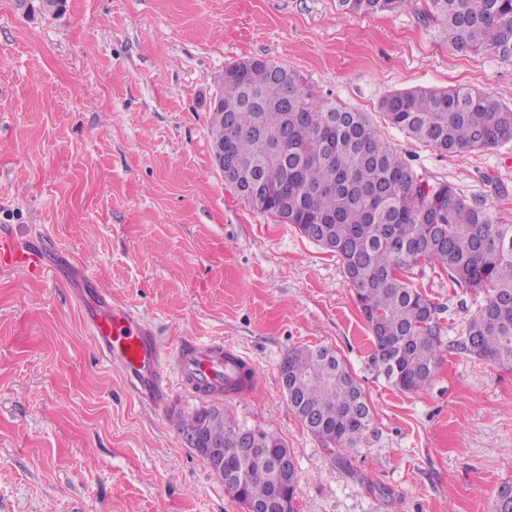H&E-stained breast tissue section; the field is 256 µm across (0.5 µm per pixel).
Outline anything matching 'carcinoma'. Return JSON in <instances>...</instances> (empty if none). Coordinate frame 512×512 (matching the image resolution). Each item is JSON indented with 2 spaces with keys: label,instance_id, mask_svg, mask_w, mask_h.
<instances>
[{
  "label": "carcinoma",
  "instance_id": "obj_1",
  "mask_svg": "<svg viewBox=\"0 0 512 512\" xmlns=\"http://www.w3.org/2000/svg\"><path fill=\"white\" fill-rule=\"evenodd\" d=\"M457 51L512 59V0H425ZM412 0H337L353 15L396 13ZM220 103L209 109L212 142L224 143V176L252 209L292 224L340 259L373 338L368 367L395 389L416 392L440 359L437 306L410 285L435 263L453 286L482 297L465 328L471 355L512 370V220L471 202L446 183L424 181L383 137L370 116L315 100L299 76L276 63L248 59L214 78ZM383 120L444 153L482 150L512 140V108L471 86L416 87L386 95ZM288 405L338 465L341 450L375 432L371 406L346 360L328 347L298 348L283 358ZM238 447L239 475L228 489L239 502L281 500L295 512L297 476L280 487L262 452L288 449L278 434L246 428L216 408L182 421ZM491 512H512V484L493 495Z\"/></svg>",
  "mask_w": 512,
  "mask_h": 512
}]
</instances>
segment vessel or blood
<instances>
[{
    "instance_id": "1",
    "label": "vessel or blood",
    "mask_w": 512,
    "mask_h": 512,
    "mask_svg": "<svg viewBox=\"0 0 512 512\" xmlns=\"http://www.w3.org/2000/svg\"><path fill=\"white\" fill-rule=\"evenodd\" d=\"M0 253L20 266H43L53 256L42 240L25 246L0 243ZM85 322L99 355L107 363L119 365L134 395L162 406L167 393L163 378L167 361H174L181 385L191 394L225 396L240 387L249 392L258 378L253 363L217 340H182L165 348L150 327L130 309L115 304L112 295L92 286L83 296Z\"/></svg>"
}]
</instances>
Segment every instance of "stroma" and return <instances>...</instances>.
<instances>
[{
	"label": "stroma",
	"instance_id": "obj_1",
	"mask_svg": "<svg viewBox=\"0 0 512 512\" xmlns=\"http://www.w3.org/2000/svg\"><path fill=\"white\" fill-rule=\"evenodd\" d=\"M259 58L318 99L366 112L429 183L512 217V141L445 154L385 126L380 100L470 85L512 107V61L461 53L438 20L342 13L336 0H0V241L39 234L54 270L0 260V512H245L185 441L218 407L295 452L298 512H490L512 483V371L458 343L478 297L433 271L441 362L399 391L368 367L369 327L341 262L250 208L212 158L213 79ZM163 344L220 340L250 357L243 396H195L167 367L163 407L136 398L88 333L82 275ZM328 346L360 379L375 432L337 466L291 411L280 364Z\"/></svg>",
	"mask_w": 512,
	"mask_h": 512
}]
</instances>
